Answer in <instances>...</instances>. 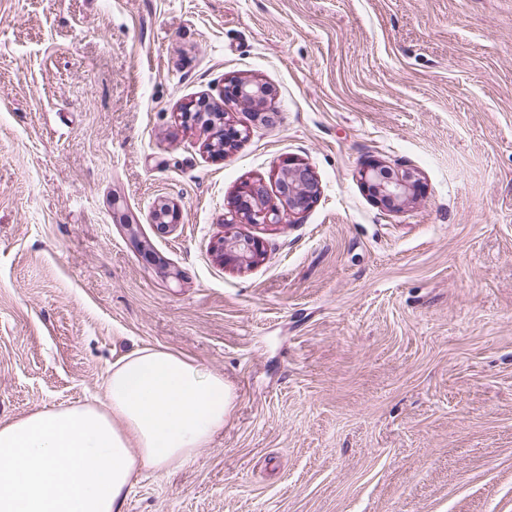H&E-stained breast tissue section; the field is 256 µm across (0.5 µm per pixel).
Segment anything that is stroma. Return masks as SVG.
<instances>
[{"label": "stroma", "instance_id": "obj_1", "mask_svg": "<svg viewBox=\"0 0 512 512\" xmlns=\"http://www.w3.org/2000/svg\"><path fill=\"white\" fill-rule=\"evenodd\" d=\"M232 77L271 98L224 103L216 159L180 107ZM290 159L313 206L224 225ZM375 161L417 198L377 204ZM142 347L236 399L123 512H512V0H0V425ZM220 115L224 118V120L221 121L222 127H220L219 132L221 140L224 141V150H219L215 143V137L206 146L207 151L214 157L224 156L227 148L238 145L246 139L248 135L246 128L238 129L236 124L229 120L227 112H225L224 115ZM269 189L262 179L243 183L228 204L224 224L248 221L252 224L282 223V213L269 205ZM215 251L220 259L226 263L246 264L248 266L254 264L256 257L263 255V245L260 240L253 237H234L227 239L220 237Z\"/></svg>", "mask_w": 512, "mask_h": 512}]
</instances>
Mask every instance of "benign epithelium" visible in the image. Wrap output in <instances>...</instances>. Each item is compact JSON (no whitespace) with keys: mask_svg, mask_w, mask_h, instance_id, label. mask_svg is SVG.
<instances>
[{"mask_svg":"<svg viewBox=\"0 0 512 512\" xmlns=\"http://www.w3.org/2000/svg\"><path fill=\"white\" fill-rule=\"evenodd\" d=\"M269 96V89L257 82L230 78L225 82L223 98L253 108L263 107ZM215 108L208 97H200L182 105L180 118L183 124H203L213 118ZM224 149H219L215 141H210L206 149L214 157L224 156V150L242 142L247 137V129H239L223 115L220 127ZM361 180L367 186L373 198L382 206L395 209L406 204L412 197L416 181L404 174L400 178H391L386 167L374 163L361 171ZM275 188L282 209L269 205V189L265 181L258 179L243 183L236 195L228 204V212L224 213V223L238 224L248 221L252 224H280L281 210L285 209L292 215L306 212L320 194V184L311 167L303 162L290 160L282 166ZM175 206L165 200L157 202L154 208V223L164 232L170 231L169 217L174 215ZM215 251L226 263L253 264L255 258L263 255V245L253 237L219 238Z\"/></svg>","mask_w":512,"mask_h":512,"instance_id":"7a95c632","label":"benign epithelium"}]
</instances>
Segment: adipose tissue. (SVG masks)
I'll list each match as a JSON object with an SVG mask.
<instances>
[{"mask_svg": "<svg viewBox=\"0 0 512 512\" xmlns=\"http://www.w3.org/2000/svg\"><path fill=\"white\" fill-rule=\"evenodd\" d=\"M102 405L0 426V512H123L141 471L193 461L235 394L187 357L144 347L114 361Z\"/></svg>", "mask_w": 512, "mask_h": 512, "instance_id": "ef3b65f1", "label": "adipose tissue"}]
</instances>
